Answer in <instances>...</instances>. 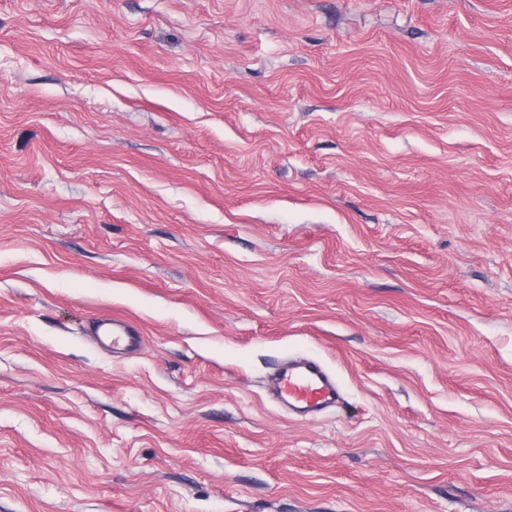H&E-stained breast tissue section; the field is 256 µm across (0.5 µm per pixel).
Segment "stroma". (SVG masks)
Returning <instances> with one entry per match:
<instances>
[{"label": "stroma", "instance_id": "35a3bbf8", "mask_svg": "<svg viewBox=\"0 0 512 512\" xmlns=\"http://www.w3.org/2000/svg\"><path fill=\"white\" fill-rule=\"evenodd\" d=\"M0 512H512V0H0ZM92 325L94 334L112 344L113 349H137L141 345L140 332L120 317L95 318ZM270 378L273 397L298 419H313L341 399L335 377L313 358L286 359Z\"/></svg>", "mask_w": 512, "mask_h": 512}]
</instances>
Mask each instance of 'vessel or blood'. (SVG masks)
<instances>
[{"label":"vessel or blood","instance_id":"obj_1","mask_svg":"<svg viewBox=\"0 0 512 512\" xmlns=\"http://www.w3.org/2000/svg\"><path fill=\"white\" fill-rule=\"evenodd\" d=\"M93 331L116 349H136L142 342L139 331L128 321L117 317L93 320ZM272 395L289 414L312 419L336 407L341 393L335 377L313 358L285 360L271 376Z\"/></svg>","mask_w":512,"mask_h":512}]
</instances>
